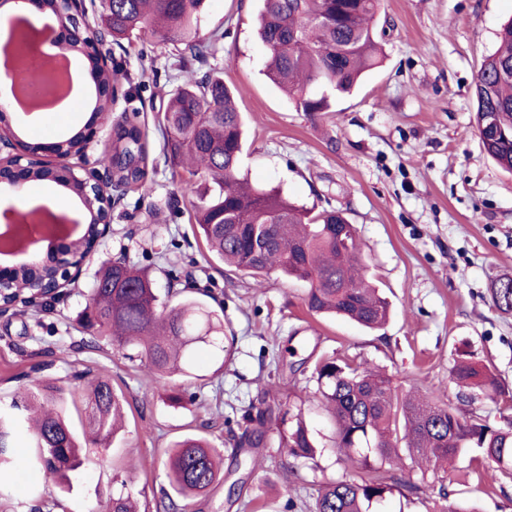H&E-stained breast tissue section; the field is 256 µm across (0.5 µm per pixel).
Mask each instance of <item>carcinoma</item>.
I'll return each instance as SVG.
<instances>
[{"label":"carcinoma","instance_id":"1","mask_svg":"<svg viewBox=\"0 0 512 512\" xmlns=\"http://www.w3.org/2000/svg\"><path fill=\"white\" fill-rule=\"evenodd\" d=\"M205 0H104L97 27L116 44L134 30L150 27L164 44L186 46L191 58L214 54L224 40L216 33L206 43L196 41V23ZM259 36L270 56L268 79L288 90L296 107L315 114L328 112L332 98L353 92L360 77L378 66L372 26L380 0H261ZM475 121L486 154L512 171V21L499 33V47L478 71L474 87ZM160 124L164 150L188 173L177 192L195 193L193 177H210L212 189L194 212L206 246L224 264L249 273L254 287H264L272 271L309 284L304 297L317 315L349 318L368 329L383 325L390 304L367 279L358 248L356 228L335 209L314 212L290 201L278 189L251 186L240 172L244 120L235 91L224 78L206 73L169 93ZM112 145L95 163L116 183L141 189L148 176L149 152L144 133L123 116L113 125ZM496 309L512 312V278L492 288ZM85 328L112 341L113 348L131 351L166 382L173 375L190 376L187 360L198 343L218 346L225 339L224 320L191 297L174 304L161 302L148 273L123 259L104 267L88 288L82 315ZM318 392L335 420L334 447L358 469L372 477L339 479L319 492L312 512H369L373 502L393 489L418 490L398 475L404 458L436 464L474 453L489 467L512 469V423L503 428L469 421L453 410L412 395L398 397L391 380L379 371L334 357L314 367ZM450 377L465 397L474 388L496 402L504 395L492 371L476 367L467 353L459 354ZM85 382L89 426L78 437L64 413L56 408L61 389L38 379L29 381L12 409L0 413V470L10 464L9 443L26 421L32 424L34 460L44 487L63 488L86 463L87 444H106L117 431L124 401L103 375ZM242 419L246 426L232 435L234 456L266 444L267 411L251 403ZM280 455L312 458L314 439L301 416L282 437ZM389 465L390 477L378 475ZM166 512H175V498L209 492L222 479L223 458L210 441L188 435L172 446L166 463ZM438 512H471L439 490ZM109 512H138L129 495L109 501Z\"/></svg>","mask_w":512,"mask_h":512}]
</instances>
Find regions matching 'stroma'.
Returning <instances> with one entry per match:
<instances>
[{
  "label": "stroma",
  "instance_id": "1",
  "mask_svg": "<svg viewBox=\"0 0 512 512\" xmlns=\"http://www.w3.org/2000/svg\"><path fill=\"white\" fill-rule=\"evenodd\" d=\"M261 0H205L198 39L222 32L218 52L195 76L223 73L237 91L248 129L242 174L278 188L295 204L343 211L357 228L369 271L391 304L376 331L310 314L305 283L273 272L263 288L213 257L193 219L197 196L178 194L182 168L165 157L158 127L166 92L181 82L172 48L145 29L101 47L120 98L113 116L137 111L153 167L146 190L112 203L110 230L61 298L0 308V408L9 407L22 376L66 388L75 371L110 377L125 400L123 429L107 446L87 448L90 463L69 490L46 491L33 468L26 434L12 441L11 468L0 474V512H106L107 500L131 495L142 512H163L166 452L181 436L207 437L224 458V479L188 500L183 512H307L319 490L349 475L334 443L330 412L312 377L319 358L366 363L399 394L440 399L454 411L496 427L512 421V313L497 310L491 290L512 277V173L484 151L475 121L473 85L483 60L512 19V0H382L375 20L382 62L332 111L311 115L266 78L268 52L257 35ZM98 90L86 83L67 112H9L7 123L39 160L44 145L87 126L112 142L111 123L97 118ZM79 212L78 200L50 181L0 193V209L23 202ZM125 259L149 273L159 298L214 295L224 308L233 346L196 349L191 377L162 385L79 322L86 287L103 262ZM495 374L506 400L481 392L460 397L449 372L459 352ZM275 412L301 413L317 446L315 458L282 466L278 430L252 462L234 459L228 421L239 420L268 381ZM307 390L304 399L296 388ZM183 391L175 405L170 390ZM418 483L413 497L389 494L371 512H430L440 488L477 512H512V472L457 457L447 471L405 462Z\"/></svg>",
  "mask_w": 512,
  "mask_h": 512
}]
</instances>
